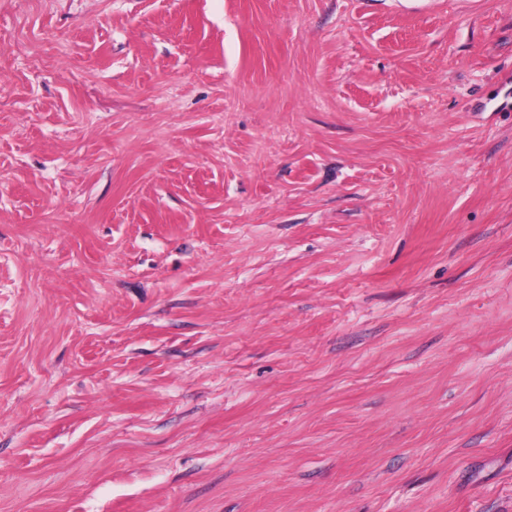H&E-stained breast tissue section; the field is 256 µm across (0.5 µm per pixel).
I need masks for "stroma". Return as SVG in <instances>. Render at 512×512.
Listing matches in <instances>:
<instances>
[{
	"mask_svg": "<svg viewBox=\"0 0 512 512\" xmlns=\"http://www.w3.org/2000/svg\"><path fill=\"white\" fill-rule=\"evenodd\" d=\"M0 512H512V0H0Z\"/></svg>",
	"mask_w": 512,
	"mask_h": 512,
	"instance_id": "stroma-1",
	"label": "stroma"
}]
</instances>
